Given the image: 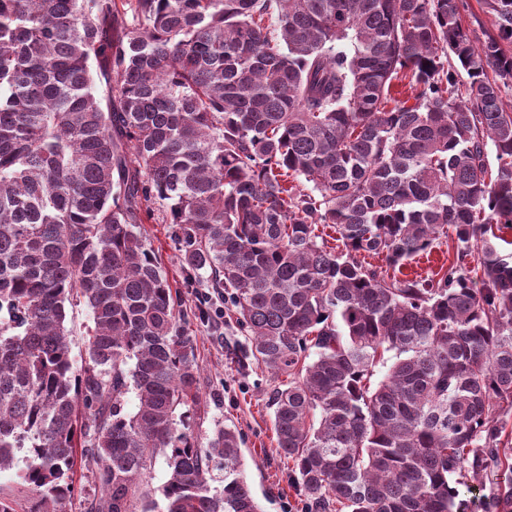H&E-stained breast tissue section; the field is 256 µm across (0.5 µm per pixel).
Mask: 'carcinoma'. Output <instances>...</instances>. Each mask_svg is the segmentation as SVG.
Returning a JSON list of instances; mask_svg holds the SVG:
<instances>
[{
    "label": "carcinoma",
    "instance_id": "carcinoma-1",
    "mask_svg": "<svg viewBox=\"0 0 512 512\" xmlns=\"http://www.w3.org/2000/svg\"><path fill=\"white\" fill-rule=\"evenodd\" d=\"M462 8L0 0V472L23 462L46 512H68L79 466L86 512H261L242 433L194 439L193 341L139 231L157 203L236 314L230 361L284 377L273 426L302 512H468L457 485L494 469L484 512H512V262L492 243L512 227V0L480 46ZM450 233L448 267L388 274ZM160 452L163 507L140 497ZM90 324V312L85 304L67 307L66 326L71 331L69 336L71 342V357L76 364L80 365L85 357L86 329L85 325ZM75 485V496L73 500L72 511L81 512V501L86 497L99 495V488L95 475L88 469H77L73 477Z\"/></svg>",
    "mask_w": 512,
    "mask_h": 512
}]
</instances>
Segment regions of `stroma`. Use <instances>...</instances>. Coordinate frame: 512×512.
<instances>
[{
  "label": "stroma",
  "instance_id": "obj_1",
  "mask_svg": "<svg viewBox=\"0 0 512 512\" xmlns=\"http://www.w3.org/2000/svg\"><path fill=\"white\" fill-rule=\"evenodd\" d=\"M159 206L141 226L173 288L182 296L200 368L201 392L207 412L195 429L199 445H206L219 426L237 428L244 436L242 454L246 477L263 512H298V490L291 484L288 465L280 455L273 433L270 394L279 381L260 367L241 372L225 356V342H242L232 314L218 321L205 320L198 294L204 286L188 276L175 248L171 225Z\"/></svg>",
  "mask_w": 512,
  "mask_h": 512
}]
</instances>
